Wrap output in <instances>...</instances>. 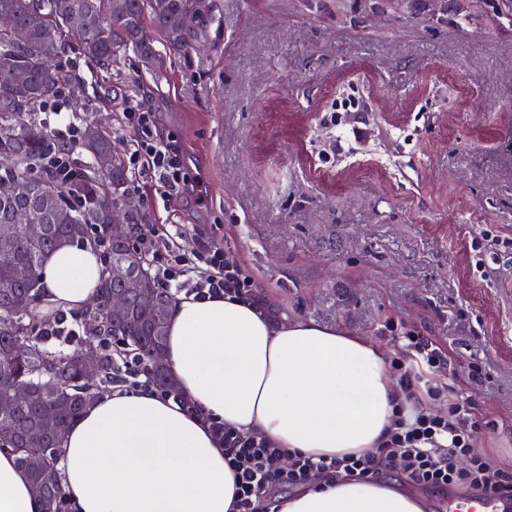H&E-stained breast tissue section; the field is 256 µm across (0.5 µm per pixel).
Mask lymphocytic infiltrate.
Returning a JSON list of instances; mask_svg holds the SVG:
<instances>
[{"label":"lymphocytic infiltrate","instance_id":"1","mask_svg":"<svg viewBox=\"0 0 512 512\" xmlns=\"http://www.w3.org/2000/svg\"><path fill=\"white\" fill-rule=\"evenodd\" d=\"M134 135L131 169L146 166L158 176L164 201H181L192 180L186 172L183 149L175 136L161 133L155 112L135 109L125 115ZM196 239L191 255L181 254L173 239L162 238L152 224L140 225L135 243L155 267L160 287L197 298L220 293L252 301L260 297L259 285L242 263L230 261L228 243L201 225L189 227ZM389 332L402 344L407 358L394 362L399 384L415 400L412 417H398L383 448L365 456L312 458L285 456L266 440L243 434L215 420L210 428L223 446L236 473L238 512H256L263 494L278 484H307L312 477L374 478L392 465L401 466L415 484L437 488H463L476 493L512 491V471L498 467L480 446V432L498 426L493 415L477 412L470 397L434 383L437 375L454 371L449 351L418 330L389 324ZM441 401L443 409L428 411L424 403Z\"/></svg>","mask_w":512,"mask_h":512}]
</instances>
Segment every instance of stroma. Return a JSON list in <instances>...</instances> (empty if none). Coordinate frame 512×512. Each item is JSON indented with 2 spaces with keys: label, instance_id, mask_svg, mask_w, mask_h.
<instances>
[{
  "label": "stroma",
  "instance_id": "stroma-1",
  "mask_svg": "<svg viewBox=\"0 0 512 512\" xmlns=\"http://www.w3.org/2000/svg\"><path fill=\"white\" fill-rule=\"evenodd\" d=\"M471 0H205L190 55L105 68L72 55L62 129L109 123L151 91L206 200L126 196L143 223L227 239L284 321L309 319L400 351L395 320L450 350L456 382L502 419L481 444L512 469V31L504 0L460 30ZM483 383L468 386L470 366Z\"/></svg>",
  "mask_w": 512,
  "mask_h": 512
}]
</instances>
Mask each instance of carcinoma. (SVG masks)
<instances>
[{
  "label": "carcinoma",
  "instance_id": "carcinoma-1",
  "mask_svg": "<svg viewBox=\"0 0 512 512\" xmlns=\"http://www.w3.org/2000/svg\"><path fill=\"white\" fill-rule=\"evenodd\" d=\"M200 8L201 0H0V14L10 15L28 33L23 46L0 36V127L8 129V134L0 136V215L14 211L25 220L36 219L40 214L28 205L47 193L50 209L45 223L52 226L50 234L32 238L27 225H12L14 264L0 265V386L15 395L12 408L0 413V450L16 456L44 512H66L60 471L66 430L97 395L84 381L82 356L88 347L97 349L101 384H112L117 363L135 351L147 360L161 389L173 391L175 386L159 354L167 333L161 307L172 294L153 277L148 287L155 302L131 300L138 329L127 331L112 314L86 309L76 314L86 336L69 349L52 348L41 335L47 320L36 302L38 270L46 253L67 244L92 242L93 229L98 241L109 243L110 262L144 261L133 239L112 242L107 224L88 213L92 205L104 216L123 196L129 178L123 157L112 145V131L93 119L85 121L71 152L90 156L89 165L71 156L61 161L51 158L53 136L37 120V113L58 98L65 75L57 66L43 68L42 61L76 54L110 67L131 49L150 65L156 49L145 27L147 16L167 49L187 56L193 50L191 31ZM72 12L85 15L80 32L64 23ZM19 72L27 75L22 85L15 81ZM102 155L111 160L107 179L97 169ZM46 402L57 410L54 430L45 429L41 422Z\"/></svg>",
  "mask_w": 512,
  "mask_h": 512
}]
</instances>
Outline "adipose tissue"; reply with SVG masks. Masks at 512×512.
I'll return each mask as SVG.
<instances>
[{
  "instance_id": "1",
  "label": "adipose tissue",
  "mask_w": 512,
  "mask_h": 512,
  "mask_svg": "<svg viewBox=\"0 0 512 512\" xmlns=\"http://www.w3.org/2000/svg\"><path fill=\"white\" fill-rule=\"evenodd\" d=\"M100 260L73 245L40 269L42 302L68 312L96 296ZM164 360L191 414L152 387L97 395L67 430L62 486L71 512H235V473L210 419L313 458L375 452L400 391L383 349L313 320L277 321L232 294L173 302ZM278 512H424L390 482L320 480ZM0 512H42L15 455L0 451Z\"/></svg>"
}]
</instances>
